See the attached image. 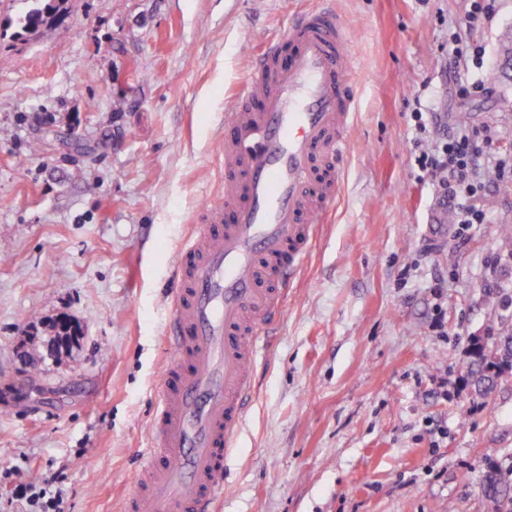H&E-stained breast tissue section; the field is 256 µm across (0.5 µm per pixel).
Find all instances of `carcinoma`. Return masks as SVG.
<instances>
[{"label": "carcinoma", "instance_id": "carcinoma-1", "mask_svg": "<svg viewBox=\"0 0 512 512\" xmlns=\"http://www.w3.org/2000/svg\"><path fill=\"white\" fill-rule=\"evenodd\" d=\"M66 0H34L24 18L27 28L55 19ZM467 382L480 395L494 391L512 373V329L476 339L468 355ZM483 512H512V456L485 464L478 479Z\"/></svg>", "mask_w": 512, "mask_h": 512}]
</instances>
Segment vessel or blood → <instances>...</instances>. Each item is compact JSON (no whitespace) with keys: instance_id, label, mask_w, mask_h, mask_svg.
I'll return each mask as SVG.
<instances>
[{"instance_id":"obj_1","label":"vessel or blood","mask_w":512,"mask_h":512,"mask_svg":"<svg viewBox=\"0 0 512 512\" xmlns=\"http://www.w3.org/2000/svg\"><path fill=\"white\" fill-rule=\"evenodd\" d=\"M349 32L315 9L267 45L224 114V200L175 259L150 449L124 512H214L252 389L263 327L287 295L341 181L356 123Z\"/></svg>"}]
</instances>
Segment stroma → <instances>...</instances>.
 <instances>
[{
    "label": "stroma",
    "mask_w": 512,
    "mask_h": 512,
    "mask_svg": "<svg viewBox=\"0 0 512 512\" xmlns=\"http://www.w3.org/2000/svg\"><path fill=\"white\" fill-rule=\"evenodd\" d=\"M345 21L359 117L342 184L264 350L216 512H483L476 477L512 454V374L463 381L470 340L512 327V87L458 96L448 37L484 79L512 0H67L35 32L0 0V512L49 481L66 512H120L169 354L176 251L224 194L212 155L264 42L305 11ZM467 113L483 153L458 224L415 159ZM80 329L51 347L53 325Z\"/></svg>",
    "instance_id": "stroma-1"
}]
</instances>
